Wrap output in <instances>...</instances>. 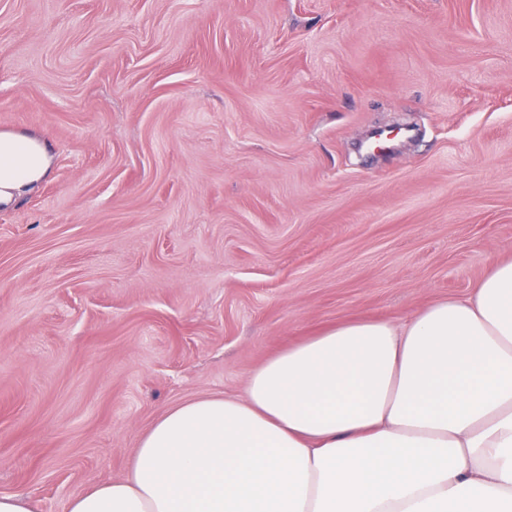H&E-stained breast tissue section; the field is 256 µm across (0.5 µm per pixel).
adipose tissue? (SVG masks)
<instances>
[{"mask_svg": "<svg viewBox=\"0 0 512 512\" xmlns=\"http://www.w3.org/2000/svg\"><path fill=\"white\" fill-rule=\"evenodd\" d=\"M0 132V208L45 180ZM68 512H512V260L396 325L344 322L268 358L243 397L180 403L125 477Z\"/></svg>", "mask_w": 512, "mask_h": 512, "instance_id": "adipose-tissue-1", "label": "adipose tissue"}]
</instances>
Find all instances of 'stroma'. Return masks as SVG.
I'll return each mask as SVG.
<instances>
[{
    "mask_svg": "<svg viewBox=\"0 0 512 512\" xmlns=\"http://www.w3.org/2000/svg\"><path fill=\"white\" fill-rule=\"evenodd\" d=\"M1 131L53 165L0 210V494L67 512L168 408L512 258V0H0Z\"/></svg>",
    "mask_w": 512,
    "mask_h": 512,
    "instance_id": "obj_1",
    "label": "stroma"
}]
</instances>
